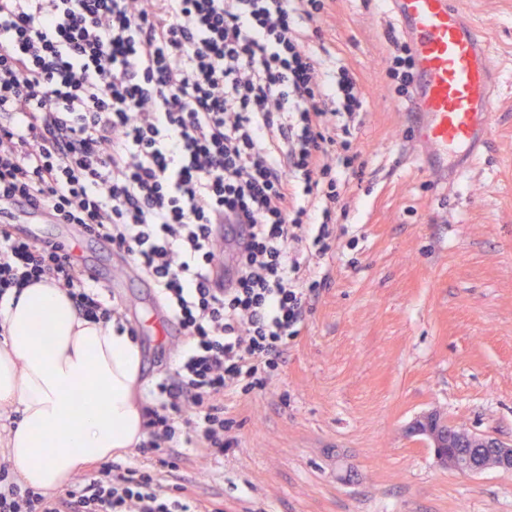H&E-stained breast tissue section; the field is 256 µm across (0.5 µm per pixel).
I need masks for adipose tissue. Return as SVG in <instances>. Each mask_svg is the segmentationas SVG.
I'll return each instance as SVG.
<instances>
[{"label": "adipose tissue", "mask_w": 512, "mask_h": 512, "mask_svg": "<svg viewBox=\"0 0 512 512\" xmlns=\"http://www.w3.org/2000/svg\"><path fill=\"white\" fill-rule=\"evenodd\" d=\"M141 364L129 331L79 318L55 286L0 305V407L18 416L7 448L22 486L63 488L143 439Z\"/></svg>", "instance_id": "adipose-tissue-1"}]
</instances>
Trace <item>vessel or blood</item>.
I'll use <instances>...</instances> for the list:
<instances>
[{
  "mask_svg": "<svg viewBox=\"0 0 512 512\" xmlns=\"http://www.w3.org/2000/svg\"><path fill=\"white\" fill-rule=\"evenodd\" d=\"M395 34L416 61L414 101L423 115L420 138L433 159L457 177L480 165L478 147L491 127L492 103L501 85L492 40L459 0H389Z\"/></svg>",
  "mask_w": 512,
  "mask_h": 512,
  "instance_id": "obj_1",
  "label": "vessel or blood"
}]
</instances>
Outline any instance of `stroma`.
Wrapping results in <instances>:
<instances>
[{
  "mask_svg": "<svg viewBox=\"0 0 512 512\" xmlns=\"http://www.w3.org/2000/svg\"><path fill=\"white\" fill-rule=\"evenodd\" d=\"M501 71L481 166L453 181L420 169L428 147L388 87L386 0H333L326 46L366 97L362 180L351 181L326 284L306 330L264 386L224 400V456L179 458L176 477L224 512H512V471L440 466L406 434L437 411L512 446V0H464ZM105 298L154 313L149 281L84 237ZM144 390L170 372L180 336L138 330Z\"/></svg>",
  "mask_w": 512,
  "mask_h": 512,
  "instance_id": "obj_1",
  "label": "stroma"
}]
</instances>
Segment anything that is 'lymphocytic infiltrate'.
I'll use <instances>...</instances> for the list:
<instances>
[{
	"label": "lymphocytic infiltrate",
	"mask_w": 512,
	"mask_h": 512,
	"mask_svg": "<svg viewBox=\"0 0 512 512\" xmlns=\"http://www.w3.org/2000/svg\"><path fill=\"white\" fill-rule=\"evenodd\" d=\"M331 0H0V211L77 224L157 291L186 348L156 383L138 445L152 469L102 464L48 497L9 479L0 512H223L177 485L169 458L230 449L224 399L260 385L300 336L365 164V97L326 71ZM415 61L399 42L389 87ZM46 282L79 316L124 322L61 244L0 224V302Z\"/></svg>",
	"instance_id": "f902f5d3"
}]
</instances>
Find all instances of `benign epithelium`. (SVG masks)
<instances>
[{
	"instance_id": "benign-epithelium-1",
	"label": "benign epithelium",
	"mask_w": 512,
	"mask_h": 512,
	"mask_svg": "<svg viewBox=\"0 0 512 512\" xmlns=\"http://www.w3.org/2000/svg\"><path fill=\"white\" fill-rule=\"evenodd\" d=\"M411 436L430 448L437 461L465 474L490 468L512 470V448L486 435L454 426L437 413L417 418L408 427Z\"/></svg>"
}]
</instances>
